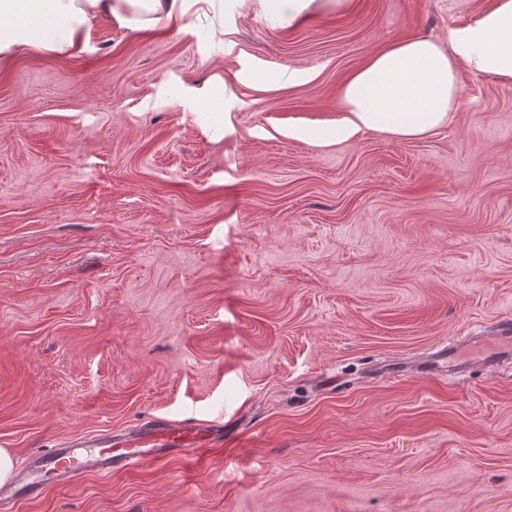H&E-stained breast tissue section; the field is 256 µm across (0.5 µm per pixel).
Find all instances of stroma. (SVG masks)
<instances>
[{"label":"stroma","instance_id":"obj_1","mask_svg":"<svg viewBox=\"0 0 512 512\" xmlns=\"http://www.w3.org/2000/svg\"><path fill=\"white\" fill-rule=\"evenodd\" d=\"M494 3L224 0L213 40L103 17L92 51L0 63V448L228 438L0 512H512V366L427 369L512 319V83L460 66L452 123L412 141L288 134ZM329 1L334 2V0H260L265 11L276 14L288 24L313 8L321 7V2Z\"/></svg>","mask_w":512,"mask_h":512}]
</instances>
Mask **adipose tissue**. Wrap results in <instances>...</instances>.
Listing matches in <instances>:
<instances>
[{"label":"adipose tissue","instance_id":"adipose-tissue-1","mask_svg":"<svg viewBox=\"0 0 512 512\" xmlns=\"http://www.w3.org/2000/svg\"><path fill=\"white\" fill-rule=\"evenodd\" d=\"M224 0H0V60L17 53L89 50L94 22L140 31L158 25L191 33L192 15L221 13ZM512 83V0L451 30L447 44L405 39L371 56L341 89L334 125L292 129L294 138L341 143L369 131L412 141L447 127L460 105L459 65Z\"/></svg>","mask_w":512,"mask_h":512}]
</instances>
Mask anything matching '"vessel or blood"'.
Instances as JSON below:
<instances>
[{"label": "vessel or blood", "instance_id": "b4317fda", "mask_svg": "<svg viewBox=\"0 0 512 512\" xmlns=\"http://www.w3.org/2000/svg\"><path fill=\"white\" fill-rule=\"evenodd\" d=\"M447 353L450 361L461 365L473 356L489 363H501L512 357V323L502 322L487 336L465 337L460 344L448 346ZM223 441V425L164 419L118 441L86 436L81 441L68 442L36 455L32 473L18 475L13 484L1 486L0 500L32 494L46 480L72 483L90 470L108 474L115 469L130 467L148 456H164L171 448H195Z\"/></svg>", "mask_w": 512, "mask_h": 512}]
</instances>
